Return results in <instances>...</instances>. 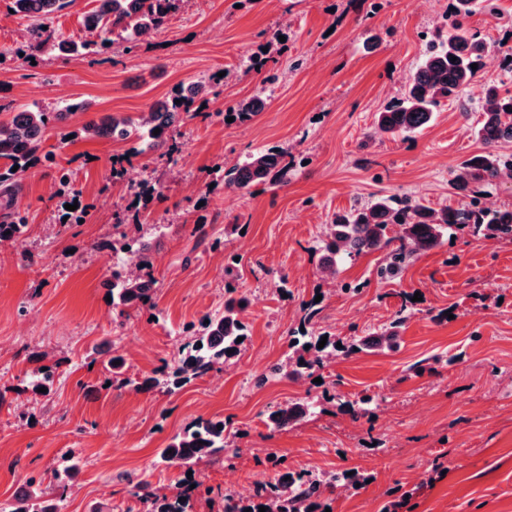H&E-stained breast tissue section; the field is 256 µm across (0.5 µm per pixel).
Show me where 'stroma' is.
Listing matches in <instances>:
<instances>
[{"instance_id": "obj_1", "label": "stroma", "mask_w": 512, "mask_h": 512, "mask_svg": "<svg viewBox=\"0 0 512 512\" xmlns=\"http://www.w3.org/2000/svg\"><path fill=\"white\" fill-rule=\"evenodd\" d=\"M494 2L496 14L465 20L496 47L468 106L442 102L403 141L377 135L376 114L401 96L452 0H190L136 48L116 35L97 54L34 60L9 58L31 23L0 0V105L92 103L72 118V139L51 129L43 141L72 174L82 223H67L53 172L38 164L17 196L29 213L24 246L0 242V512L29 478L51 481L73 457L80 469L62 512H147V491H187L192 512H222L225 496L278 474L279 458L322 481L363 476L326 489L330 512H512V241L456 235L389 284L374 278L383 252L348 260L333 285L313 253L334 213L377 195L467 204L453 180L481 150L483 87L512 93V0ZM275 32L280 53L254 68ZM201 80L216 93L205 115L181 124L178 164L153 153L129 164L161 192L141 216L157 285L153 307L118 313L106 299L112 254L98 244L131 202L129 181L111 176L127 145L79 130L91 115L138 117ZM251 97L265 104L251 121L221 118ZM271 147L294 161L287 182L227 194L225 168ZM200 218L204 239L192 233ZM215 237L221 250L209 247ZM230 285L248 299L245 350L175 392L132 390L173 363L187 324L223 310ZM407 299L413 314L397 349L336 354L316 382L269 375L292 353L288 332L304 304H318L316 332L348 341L388 324ZM38 366L53 372L44 396L27 387ZM365 395L375 399L365 414L339 412V400ZM299 399L314 414L267 427L269 407ZM201 418L225 420L224 454L190 473L161 462V449Z\"/></svg>"}]
</instances>
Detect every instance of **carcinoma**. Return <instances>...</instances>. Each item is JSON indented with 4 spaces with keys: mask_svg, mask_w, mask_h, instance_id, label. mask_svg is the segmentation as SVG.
Here are the masks:
<instances>
[{
    "mask_svg": "<svg viewBox=\"0 0 512 512\" xmlns=\"http://www.w3.org/2000/svg\"><path fill=\"white\" fill-rule=\"evenodd\" d=\"M74 0H10L8 9L21 19L35 21L30 34V50L41 52L47 47L62 56L85 51L94 53L110 44L109 34L127 33L132 45L149 40L152 35L175 15L186 0H97L98 6L83 17L89 38L77 43L56 32L50 25L52 15L73 4ZM474 0H455L448 16V24L438 29L427 40L422 58L409 76L403 97L378 112L376 130L393 138H408L428 127L435 118L441 101L461 100L474 80L477 70L484 65L492 45L464 23L470 15ZM477 69H472V64ZM213 92L203 82L183 86L169 99L152 105L139 119L110 114L98 121H87L82 131L91 137H108L134 142L128 155L140 156L147 152H162L172 163H177L181 146L177 141L176 123L192 118L194 104ZM483 120L476 128L483 149L464 161L455 179L456 188L470 198V207L463 209L446 206L436 210L409 198L380 196L374 200L333 215L324 225L322 237L315 251L320 254L319 269L332 277L339 275V265L345 258L388 249L376 269L380 281L401 278L409 262L418 254L440 246L444 239L458 232H467L486 239L512 240V209L494 208L485 199L505 172H512V153L500 149L503 142H512V95L503 96L498 86L487 84L482 96ZM92 103L65 101L52 112L32 105L0 106L10 110V118L0 122V159L6 160L0 169V189L10 205L20 189L18 179L35 163L45 167L57 166L51 152L39 154L45 133L54 128L66 130L77 112H86ZM263 107L262 100L251 98L227 106L225 116L237 121L250 120ZM159 134H154L155 129ZM291 161L288 152L273 148L248 154L224 172V182L240 190L254 184H280L285 181ZM159 195L156 184L146 179L133 194L135 204H145L148 197ZM140 219L131 224H115V232L100 243L112 251L115 262L112 275L106 282L112 295V306L121 310L133 305H151L156 292L152 274V243L140 234ZM28 229V215L20 209H11L0 221V241L22 242ZM247 298L232 295L224 299V312L208 314L201 323L202 333L195 334L179 348L178 359L163 372V378L147 377L136 385L135 391H149L163 384L168 391L182 388L190 381L207 375L218 364L237 357L242 352L240 337H246V325L240 313ZM319 311L315 304L304 307L298 326L289 331L291 346H307L314 351L311 358L277 365L273 373H284L295 378H309L336 353V344L326 342L319 347L322 336L309 330ZM413 315L407 304H402L389 326L371 336L354 340L348 352L373 347L395 349L399 329ZM53 374L34 368L28 373L32 391L48 387ZM313 413L308 400L280 405L268 412V427L284 429ZM222 419H199L174 435L161 452V459L169 465L192 470L205 458L224 452ZM324 491L323 484L301 474L281 476L257 486L249 498L224 497V512H313ZM187 493L155 495L150 512H188ZM16 505L10 512H58L57 500L51 498L49 488L34 477L15 495Z\"/></svg>",
    "mask_w": 512,
    "mask_h": 512,
    "instance_id": "carcinoma-1",
    "label": "carcinoma"
}]
</instances>
